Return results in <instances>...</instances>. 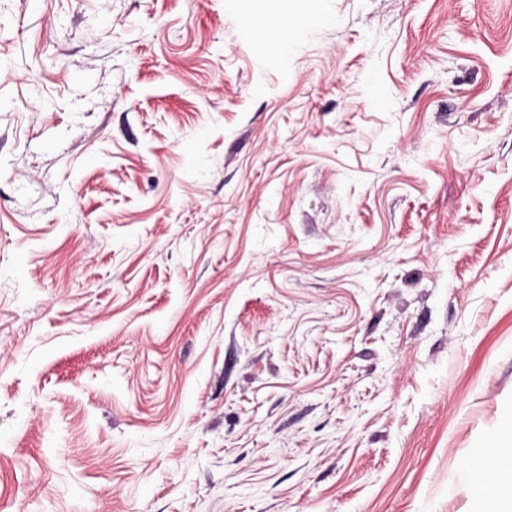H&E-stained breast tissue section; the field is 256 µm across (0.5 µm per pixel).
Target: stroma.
Masks as SVG:
<instances>
[{"mask_svg":"<svg viewBox=\"0 0 512 512\" xmlns=\"http://www.w3.org/2000/svg\"><path fill=\"white\" fill-rule=\"evenodd\" d=\"M241 3L0 0V512H475L512 443V0Z\"/></svg>","mask_w":512,"mask_h":512,"instance_id":"35a3bbf8","label":"stroma"}]
</instances>
